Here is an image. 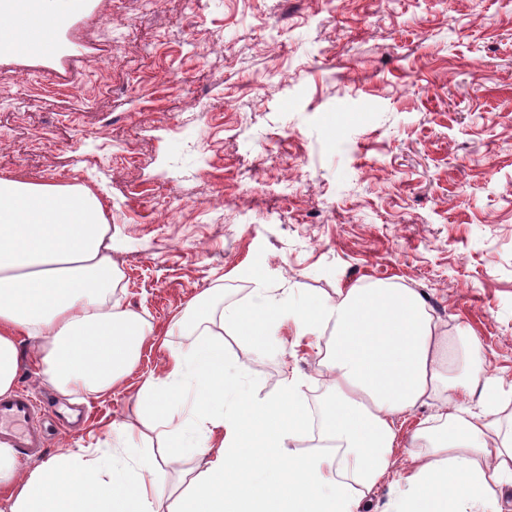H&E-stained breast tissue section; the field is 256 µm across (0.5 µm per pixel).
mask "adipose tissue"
Returning <instances> with one entry per match:
<instances>
[{
    "label": "adipose tissue",
    "instance_id": "ef3b65f1",
    "mask_svg": "<svg viewBox=\"0 0 512 512\" xmlns=\"http://www.w3.org/2000/svg\"><path fill=\"white\" fill-rule=\"evenodd\" d=\"M44 5L0 0L11 19L0 27V53L43 46L37 34L17 38L12 22ZM114 248L89 188L0 178V397L13 393L26 359L62 398L111 392L132 370L152 328L115 297ZM256 296L224 309L255 353L287 323L297 336L327 338V448L288 450L309 424L295 379L255 398L227 376L223 343L193 341L137 393L143 426L162 425L168 447L193 450L184 493L166 499L164 470L150 456L132 468L67 449L24 469L0 443V512H360L396 466L400 491L385 512H505L507 399L474 337L441 333L409 288L354 286L306 307L261 288ZM182 384L192 392L178 407L170 396ZM430 403L435 413L402 439L405 418ZM199 435L204 445L193 446Z\"/></svg>",
    "mask_w": 512,
    "mask_h": 512
}]
</instances>
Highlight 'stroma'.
Masks as SVG:
<instances>
[{
    "label": "stroma",
    "mask_w": 512,
    "mask_h": 512,
    "mask_svg": "<svg viewBox=\"0 0 512 512\" xmlns=\"http://www.w3.org/2000/svg\"><path fill=\"white\" fill-rule=\"evenodd\" d=\"M38 24L51 45L0 54V177L96 193L116 294L156 332L45 454L139 456L105 426L138 425L209 288L217 316L259 285L411 288L512 385V0H51ZM223 340L244 392L293 375L309 408L328 398L324 338ZM213 289H208L201 295H199L195 300L191 301L184 311L183 315L176 319L175 325H185L186 322L190 321L195 323L196 326H200L204 322L213 323V320L210 318V303H211V293Z\"/></svg>",
    "instance_id": "obj_1"
}]
</instances>
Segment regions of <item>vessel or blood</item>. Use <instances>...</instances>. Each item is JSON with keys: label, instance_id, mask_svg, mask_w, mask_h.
<instances>
[{"label": "vessel or blood", "instance_id": "1", "mask_svg": "<svg viewBox=\"0 0 512 512\" xmlns=\"http://www.w3.org/2000/svg\"><path fill=\"white\" fill-rule=\"evenodd\" d=\"M37 407L32 394L26 391L0 398V439L12 447L26 449L37 456L41 436L35 425Z\"/></svg>", "mask_w": 512, "mask_h": 512}]
</instances>
